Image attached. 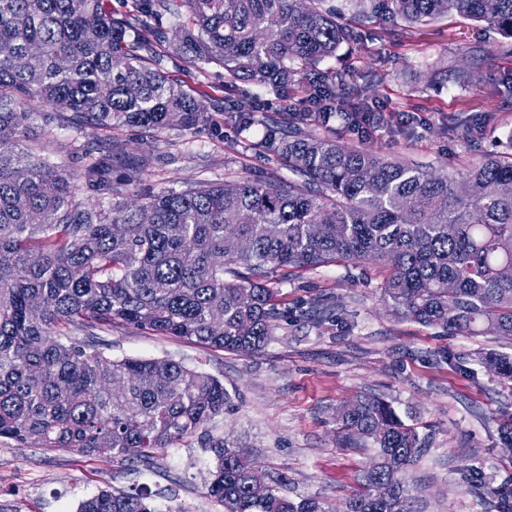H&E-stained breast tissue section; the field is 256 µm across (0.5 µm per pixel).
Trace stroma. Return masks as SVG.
<instances>
[{
  "label": "stroma",
  "mask_w": 512,
  "mask_h": 512,
  "mask_svg": "<svg viewBox=\"0 0 512 512\" xmlns=\"http://www.w3.org/2000/svg\"><path fill=\"white\" fill-rule=\"evenodd\" d=\"M327 4L340 10L353 39L320 68L346 73L345 97L368 103L377 122L363 135L321 123L310 112L313 132L387 158L414 159L440 173L461 171L488 154L512 153V40L455 15L408 27L359 20L344 0ZM153 24L166 34L155 42V53L209 120L193 131L170 128L151 138L128 127L105 132V140L143 165L129 195L145 198L230 176H287L263 145L266 124L286 119L275 95L252 88L267 122L255 125L249 142H242L224 111L231 80L223 68L209 64L201 70L178 54L168 16ZM460 69L470 72L471 84L456 81ZM21 106L38 113L44 130L24 142V150L50 154L64 169L80 165L82 135L62 127L38 96ZM267 283L277 289L289 319L252 356L131 326L113 328L112 355L169 357L223 381L231 402L211 423L212 433L243 448L269 477L283 480L294 499H318L342 512L373 450L339 444L336 409L363 394L390 402L427 441L424 456L405 474L413 512H477L461 481L462 470L476 462L498 482L512 481V453L497 432L500 416H512V381L491 375L480 362L490 352L512 354V339L443 336L389 315L382 275L368 263L294 273L274 268ZM310 300L330 308V319L300 317ZM213 467L212 453L192 439L166 449L147 467L8 441L0 443V512H76L82 499L104 486L148 487L156 512H224L206 493Z\"/></svg>",
  "instance_id": "obj_1"
}]
</instances>
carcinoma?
I'll list each match as a JSON object with an SVG mask.
<instances>
[{"mask_svg": "<svg viewBox=\"0 0 512 512\" xmlns=\"http://www.w3.org/2000/svg\"><path fill=\"white\" fill-rule=\"evenodd\" d=\"M366 19L413 25L448 15L512 39V0H346ZM167 14L185 58L224 68L232 82L280 98L340 45L350 29L325 0H141L135 19L104 0H0V441L108 453L149 464L190 437L211 449L208 493L224 512H331L295 500L258 467L235 465L240 448L209 423L230 395L215 376L169 358H112V326L129 325L213 349L251 355L287 319L269 268L315 270L357 261L386 270L382 298L402 320L448 336L512 337V156L489 155L456 176L384 158L307 131L304 117L270 126L266 144L288 178L240 177L121 199L137 167L89 160L60 172L44 155L20 156L35 115L18 99L39 95L68 127L92 130L207 122L170 79L151 26ZM323 120L355 125L336 108V82H313ZM231 121L256 122L246 98ZM92 186L107 203L86 205ZM487 371L512 379V356L489 353ZM336 425L347 444L375 448L344 512H411L405 471L426 452L417 427L364 396ZM478 512H512V484L477 467L463 476ZM391 496L380 500L377 485ZM145 490L102 489L78 512H156Z\"/></svg>", "mask_w": 512, "mask_h": 512, "instance_id": "cac0c4a2", "label": "carcinoma"}]
</instances>
